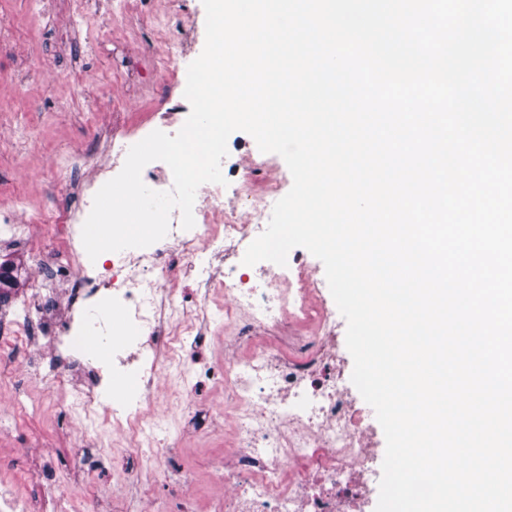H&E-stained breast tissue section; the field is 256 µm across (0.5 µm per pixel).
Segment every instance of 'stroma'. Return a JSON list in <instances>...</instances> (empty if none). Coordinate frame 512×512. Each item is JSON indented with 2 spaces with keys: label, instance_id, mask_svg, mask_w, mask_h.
Here are the masks:
<instances>
[{
  "label": "stroma",
  "instance_id": "35a3bbf8",
  "mask_svg": "<svg viewBox=\"0 0 512 512\" xmlns=\"http://www.w3.org/2000/svg\"><path fill=\"white\" fill-rule=\"evenodd\" d=\"M69 0H0V34L24 44L25 54H0V126L12 134L0 139V203L21 202L34 209H52L61 200L55 160L65 150L85 149L92 137L90 110L102 107L131 125L136 113L160 85L185 89L186 73L172 75L162 65L128 66L125 43L147 40L148 0H87L68 33L56 29V17L70 11ZM31 250L16 241L0 245V267L12 270L11 287L0 288V311L26 297L31 286ZM24 336L0 325V415L12 417L13 429L0 431V481H28L35 467L26 449L38 442L62 479L56 494L78 499L81 512H138L140 484L152 468L129 456L127 470L138 480L127 483L125 495L113 492L112 470L98 463L112 451L111 435L92 444L69 440L61 431L68 403L42 382L16 375L10 356L23 352ZM202 406L184 414L157 397V413L173 418L183 433L171 462L172 481L156 486L154 512H169L179 494L191 493L197 512H210L214 489L209 478L212 458L224 453V433L212 426L224 407L223 391L200 388Z\"/></svg>",
  "mask_w": 512,
  "mask_h": 512
}]
</instances>
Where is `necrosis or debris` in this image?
<instances>
[{
    "label": "necrosis or debris",
    "mask_w": 512,
    "mask_h": 512,
    "mask_svg": "<svg viewBox=\"0 0 512 512\" xmlns=\"http://www.w3.org/2000/svg\"><path fill=\"white\" fill-rule=\"evenodd\" d=\"M182 9L183 0H153V37L128 45V56L177 64L185 47L173 42L168 18ZM170 128L151 119L113 139L107 151L61 155L57 165L73 173L78 192L58 223L45 224L15 203L0 207V240L30 244L38 284L14 321L32 337L19 374L53 387L69 371L88 378L93 391L76 385L69 393L81 439L89 440L94 420L156 458L171 449V428L154 409L157 386L191 413L198 386L211 381L224 391L231 422L228 448L211 470L213 512H369L377 442L340 366L336 312L318 268L299 250L289 252L284 267L242 262L280 198L270 160L246 156L232 185L202 184L192 229L182 228L175 210L160 241L89 259L82 227L96 192L121 171L131 146ZM47 236L63 248L54 265L39 249ZM186 279L195 284L190 301L182 293ZM224 328L233 336L224 342L223 363L193 361L197 341ZM77 335L111 344L112 369L140 380L137 399L101 409L96 391L109 371L93 351L70 350Z\"/></svg>",
    "instance_id": "obj_1"
}]
</instances>
